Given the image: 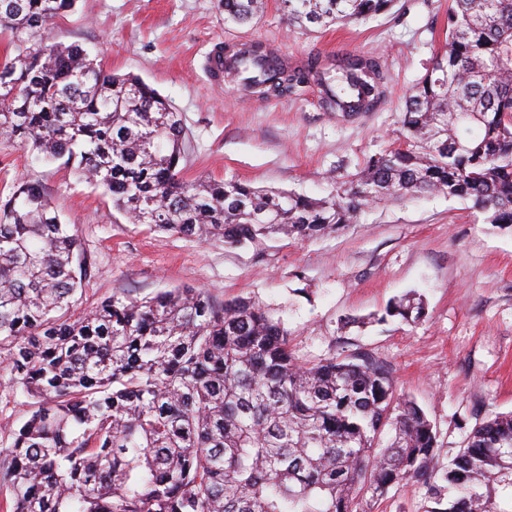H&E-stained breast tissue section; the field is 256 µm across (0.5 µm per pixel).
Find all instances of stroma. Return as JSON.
<instances>
[{
    "instance_id": "obj_1",
    "label": "stroma",
    "mask_w": 512,
    "mask_h": 512,
    "mask_svg": "<svg viewBox=\"0 0 512 512\" xmlns=\"http://www.w3.org/2000/svg\"><path fill=\"white\" fill-rule=\"evenodd\" d=\"M449 3L396 0L370 20L310 33L290 23L282 0H265L247 25L225 22L221 0H76L52 35L171 101L186 131L184 180L233 178L321 198L334 193L333 176L397 146L405 98L444 43ZM242 37L275 43L292 67L349 54L378 59L384 95L350 116L327 111L314 85L288 97L252 95L229 79L214 84L209 53ZM19 181L39 185L78 229L90 268L77 310L177 287L255 303L287 330L300 360L362 354L389 369L397 393L433 423L444 460L477 422L512 412V233L486 224L470 203L443 195L379 203L331 236L229 248L132 223L103 188L0 138V195ZM410 291L425 298L422 321L377 322ZM431 506L425 489L406 485L369 508Z\"/></svg>"
}]
</instances>
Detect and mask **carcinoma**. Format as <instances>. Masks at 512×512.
<instances>
[{
    "mask_svg": "<svg viewBox=\"0 0 512 512\" xmlns=\"http://www.w3.org/2000/svg\"><path fill=\"white\" fill-rule=\"evenodd\" d=\"M74 2L0 0V134L64 161L136 223L234 247L318 238L372 203L442 194L512 230V0H451L400 143L322 199L183 180L185 131L168 100L51 37ZM393 2L283 0L309 31ZM223 5L224 21L245 25L263 0ZM329 74L316 59L283 62L251 88L293 95L315 82L330 112H367L383 93L373 58ZM88 266L41 189L17 183L0 199V381L27 397L0 448V512H360L364 497L407 483L427 489L429 512H512V412L476 424L445 463L424 410L372 359L304 362L260 307L193 288L112 296L76 316ZM386 316L416 324L424 300L406 294Z\"/></svg>",
    "mask_w": 512,
    "mask_h": 512,
    "instance_id": "cac0c4a2",
    "label": "carcinoma"
}]
</instances>
